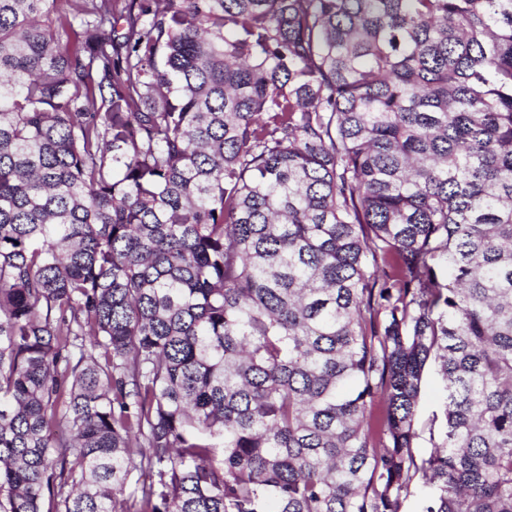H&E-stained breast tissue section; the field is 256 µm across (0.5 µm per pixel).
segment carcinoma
I'll list each match as a JSON object with an SVG mask.
<instances>
[{"mask_svg":"<svg viewBox=\"0 0 512 512\" xmlns=\"http://www.w3.org/2000/svg\"><path fill=\"white\" fill-rule=\"evenodd\" d=\"M2 74L0 512H512V0H0ZM443 406V382L433 366L425 372L421 384V391L418 405V427L421 429V436L417 440V450L421 454H429L435 445L441 440L435 434L434 440H430L426 425L435 413H440Z\"/></svg>","mask_w":512,"mask_h":512,"instance_id":"cac0c4a2","label":"carcinoma"}]
</instances>
